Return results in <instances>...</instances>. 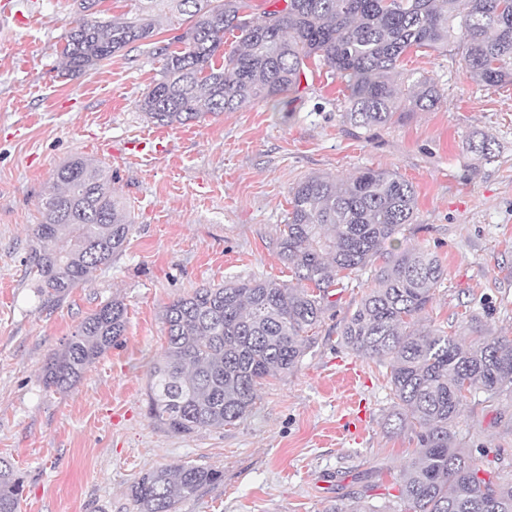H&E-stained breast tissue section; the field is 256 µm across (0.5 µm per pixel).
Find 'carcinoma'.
I'll return each instance as SVG.
<instances>
[{
  "label": "carcinoma",
  "instance_id": "cac0c4a2",
  "mask_svg": "<svg viewBox=\"0 0 512 512\" xmlns=\"http://www.w3.org/2000/svg\"><path fill=\"white\" fill-rule=\"evenodd\" d=\"M97 2L78 0L80 17L61 51L71 73L94 70L155 37L167 13L186 23L175 38L180 48L157 47L161 76L140 101L141 112L160 126L295 91L312 60L345 82L346 122L382 126L402 109L399 63L413 46L455 43L470 78L487 86L512 82V0H283L256 20L244 14L246 0H142L130 19L98 17ZM226 33L235 38L228 52ZM406 81L415 107L431 108L442 96L427 77L409 74ZM492 143L483 133L468 148L488 159ZM43 200L28 275L37 295L52 303L122 251L132 218L113 195L112 175L82 156L58 169ZM289 205L276 247L296 283L226 281L166 306V346L149 380L150 419L190 435L245 418L263 381L297 367L311 343L308 332L334 305L343 280L370 267L372 286L344 324L341 343L387 368L398 419L417 429L419 448L396 478L405 512H512V482L484 468L487 449L456 447L453 431L470 398L512 394V340L479 336L465 343L442 327L419 326L444 269L415 245L384 256L385 244L413 221V185L386 169L347 179L311 175L291 187ZM125 331V306L114 298L48 357L39 375L44 389L69 393ZM223 478L204 465L151 468L130 493L138 512H174L180 500ZM23 491L22 477L0 459V512H18ZM325 512L381 510L361 496Z\"/></svg>",
  "mask_w": 512,
  "mask_h": 512
}]
</instances>
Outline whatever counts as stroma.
I'll return each mask as SVG.
<instances>
[{
	"label": "stroma",
	"mask_w": 512,
	"mask_h": 512,
	"mask_svg": "<svg viewBox=\"0 0 512 512\" xmlns=\"http://www.w3.org/2000/svg\"><path fill=\"white\" fill-rule=\"evenodd\" d=\"M25 24L0 19V458L24 480L19 512H137L131 486L148 469L184 462L224 473L175 512H324L368 495L397 512L394 481L418 446L400 427L385 368L349 352L341 330L370 286L345 280L298 367L268 379L252 413L222 429L175 435L147 416L150 371L166 306L227 279H290L276 239L288 190L310 175L389 169L412 183L416 218L388 245L434 253L448 275L423 320L461 338H512V84L466 77L455 46L414 48L406 74L446 95L382 127L344 122V84L324 63L297 91L178 127L139 109L163 58L135 43L98 69H61L74 0H6ZM484 132L494 155L471 152ZM162 139L167 154L130 151ZM76 155L112 176L135 215L124 250L58 305L26 274L44 193ZM127 327L68 394L43 389L41 368L80 322L112 298ZM476 315L463 324L464 314ZM461 448L486 447L512 471V396L472 398L455 427Z\"/></svg>",
	"instance_id": "35a3bbf8"
}]
</instances>
